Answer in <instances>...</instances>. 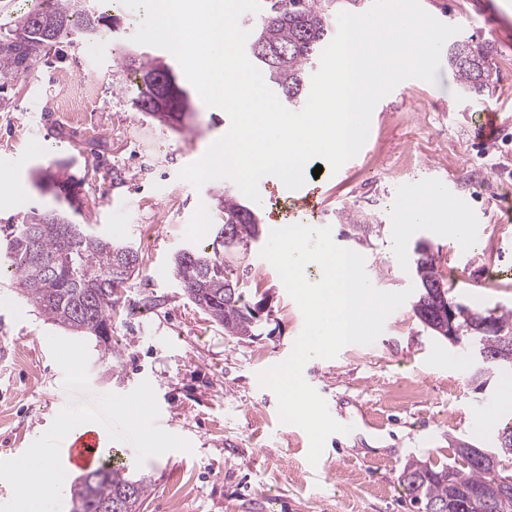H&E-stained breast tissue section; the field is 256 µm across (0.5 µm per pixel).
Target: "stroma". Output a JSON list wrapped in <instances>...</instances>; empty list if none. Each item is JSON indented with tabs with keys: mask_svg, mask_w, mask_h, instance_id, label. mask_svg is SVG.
I'll return each mask as SVG.
<instances>
[{
	"mask_svg": "<svg viewBox=\"0 0 512 512\" xmlns=\"http://www.w3.org/2000/svg\"><path fill=\"white\" fill-rule=\"evenodd\" d=\"M461 37L488 40L499 70L495 92L466 91L448 62L435 82L409 79L375 106L368 138L338 171L307 177L320 190L316 209L290 204L281 180L259 181L257 212L264 231L236 275L250 293L271 298L265 335L225 336L185 296L172 275L180 249L199 246L196 216L220 223L217 197L227 179L194 187L180 170L203 156L230 127L221 108L194 98V112L176 129L137 110L135 67L118 57L133 46L143 58L177 67L166 50L136 45L144 10L109 0L112 37L73 36L64 57L41 59L9 89L0 112V232L37 209L66 212L93 234L132 245L139 268L119 290L112 318L118 358L40 315L0 277V461L56 448L61 415L97 419L110 447L137 448L134 473L149 476L141 512H410L401 485L407 462L454 461L453 441L494 448L512 402L497 373L476 389L465 346L426 331L410 304L385 321L369 345L349 344L331 359L307 361L306 382L331 408L347 434L325 441L310 464V441L299 426L281 423L275 393L258 372L286 360L304 326L303 314L276 269L260 252L276 224L330 227L333 241L365 258L373 286L398 292L412 286V252L430 244L441 272H455L448 296L482 311L512 312V43L494 33L489 14L512 24V0H420ZM93 84L80 123L60 120L62 80ZM494 116L493 143L476 128ZM454 176L441 193L435 222L406 223L405 195L434 178ZM357 212L379 230L349 237L346 216ZM484 234L458 238L457 218ZM154 225L144 240L145 225ZM165 455L148 451V443Z\"/></svg>",
	"mask_w": 512,
	"mask_h": 512,
	"instance_id": "35a3bbf8",
	"label": "stroma"
}]
</instances>
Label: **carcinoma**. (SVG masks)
<instances>
[{
	"label": "carcinoma",
	"instance_id": "1",
	"mask_svg": "<svg viewBox=\"0 0 512 512\" xmlns=\"http://www.w3.org/2000/svg\"><path fill=\"white\" fill-rule=\"evenodd\" d=\"M360 0H265L263 12L250 27L246 40L252 61L291 106L301 103L307 89L309 68L335 34L334 21L342 10L357 8ZM103 16L94 15L89 0H41L10 28L0 32V111L8 108L5 90L27 77L43 57L78 31L90 38L98 33ZM448 64L456 71L464 88L478 96H488L499 80L492 62V46L471 39L458 40L448 47ZM149 61L139 62V83L133 104L154 115L153 99L160 88L176 85L173 73ZM174 117L183 124L193 111L185 91L171 99ZM224 223L240 227L236 240L224 238L218 228L213 250L189 247L174 256L172 273L188 299L219 326L224 334L239 340L258 335L267 315H258L263 300L247 298L235 275L231 259L257 241L254 212L231 194L218 198ZM7 267L16 276L19 294L41 315L76 336L96 339L104 352L112 350V314L119 303L117 289L131 276L118 257L122 243L94 235L74 224L64 212L42 213L36 209L21 224H10L4 235ZM411 271L416 287L442 285L437 258L429 250L415 252ZM493 318L502 336L512 340V313L479 311L460 307L456 326L466 339H485L500 363L512 364V343L494 334L477 331ZM461 464L441 466L421 461L408 463L402 486L414 512H512V489L486 494L485 489L507 475L495 465L497 451L482 448L474 456L454 449ZM150 481L122 467L105 464L74 486L71 512H138L147 496Z\"/></svg>",
	"mask_w": 512,
	"mask_h": 512
}]
</instances>
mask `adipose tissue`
Listing matches in <instances>:
<instances>
[{
	"label": "adipose tissue",
	"instance_id": "adipose-tissue-1",
	"mask_svg": "<svg viewBox=\"0 0 512 512\" xmlns=\"http://www.w3.org/2000/svg\"><path fill=\"white\" fill-rule=\"evenodd\" d=\"M57 450L32 448L28 455L18 461L0 465V471L16 473L22 469L39 471L41 483L39 486L23 488L18 492L23 512H51L54 502L48 496L49 490H61L64 486L63 477L56 464Z\"/></svg>",
	"mask_w": 512,
	"mask_h": 512
}]
</instances>
